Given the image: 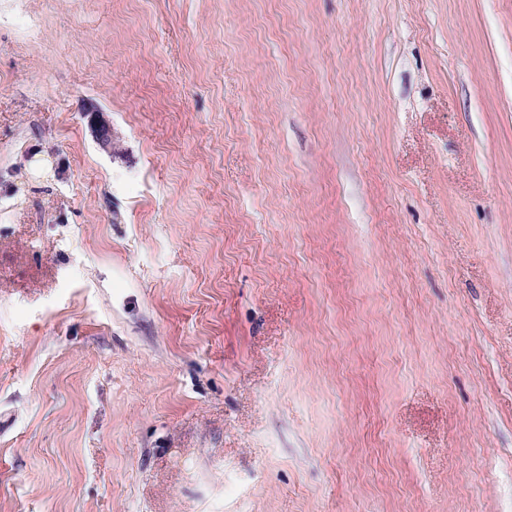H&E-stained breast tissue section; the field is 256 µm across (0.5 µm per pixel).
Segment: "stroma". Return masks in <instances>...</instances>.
Instances as JSON below:
<instances>
[{
  "label": "stroma",
  "instance_id": "obj_1",
  "mask_svg": "<svg viewBox=\"0 0 512 512\" xmlns=\"http://www.w3.org/2000/svg\"><path fill=\"white\" fill-rule=\"evenodd\" d=\"M0 512H512V0H0Z\"/></svg>",
  "mask_w": 512,
  "mask_h": 512
}]
</instances>
